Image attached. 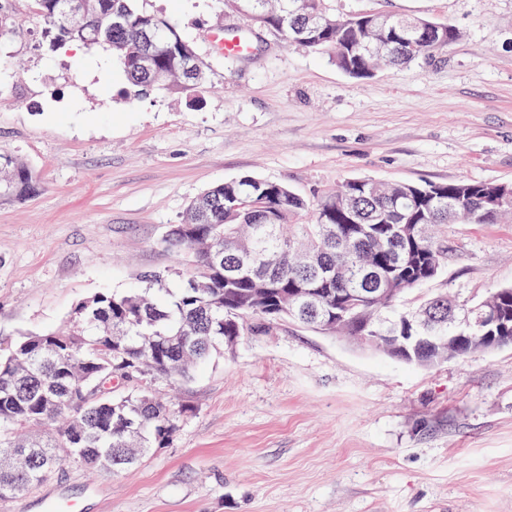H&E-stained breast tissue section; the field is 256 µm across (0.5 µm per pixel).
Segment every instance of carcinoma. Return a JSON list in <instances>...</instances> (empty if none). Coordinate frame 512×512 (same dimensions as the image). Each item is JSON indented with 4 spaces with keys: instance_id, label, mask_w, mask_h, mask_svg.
<instances>
[{
    "instance_id": "obj_1",
    "label": "carcinoma",
    "mask_w": 512,
    "mask_h": 512,
    "mask_svg": "<svg viewBox=\"0 0 512 512\" xmlns=\"http://www.w3.org/2000/svg\"><path fill=\"white\" fill-rule=\"evenodd\" d=\"M58 0H29L22 26L40 21L52 45L70 42L112 54L128 84L127 95L155 89L140 69V55L154 52L160 27L168 26L155 67L169 73L163 90L202 103L208 84L183 69L180 49H193L166 17L144 12L136 0H79L91 9L82 25H67ZM247 9L258 26L289 44L334 52L336 66L363 78L384 66H400L447 48L459 37L447 23L398 16L400 24L382 39L368 36L374 15L336 16L324 0H224L228 12ZM421 29L409 39L401 26ZM36 188L32 171L0 157V189L24 197ZM493 195L512 199V185L459 180L448 183H384L353 177L310 200L287 185L249 174L214 185L188 206L180 225L190 238L164 240L176 261L190 256L195 272L182 274L177 291L168 275L143 276L147 287L102 292L81 301L75 326L67 332L29 334L0 353V498H17L53 468L78 464L89 477L129 465L164 448L176 433L181 411L141 383L145 375L161 380L186 378L198 361L233 346L249 319L277 321L294 317L282 306L296 288L315 290L317 319L335 317L336 332L354 336L387 352L402 343V332L453 335L448 295H436L418 308L422 323L405 322L395 302L407 291L434 279L448 261V233L432 225L493 224L479 210ZM379 246L377 264L387 267L394 254L401 263L389 272L395 293L376 297L361 272L371 245ZM448 359V344L412 356L431 367ZM124 360L133 378L128 393L102 391Z\"/></svg>"
}]
</instances>
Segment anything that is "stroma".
<instances>
[{"label": "stroma", "instance_id": "1", "mask_svg": "<svg viewBox=\"0 0 512 512\" xmlns=\"http://www.w3.org/2000/svg\"><path fill=\"white\" fill-rule=\"evenodd\" d=\"M206 63L201 105L134 99L109 52L0 29V154L39 179L0 196V344L172 269L162 241L204 189L243 174L310 197L351 177L512 184V0H328L456 27L448 49L368 78L284 43L224 0H138ZM248 34L244 57L208 42ZM451 253L404 307L512 287V222L452 224ZM167 447L87 477L71 463L0 512H512V347L432 368L284 319L252 322L189 378Z\"/></svg>", "mask_w": 512, "mask_h": 512}]
</instances>
